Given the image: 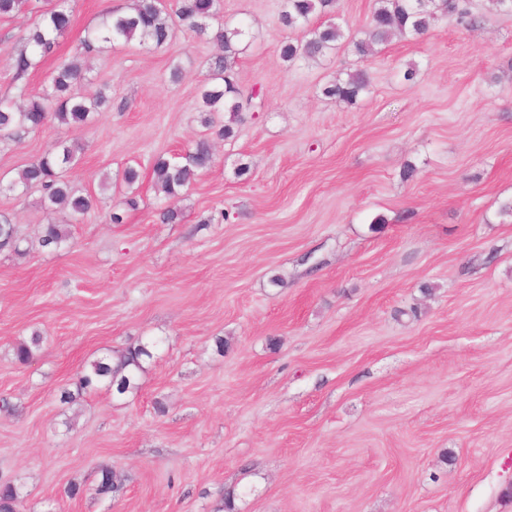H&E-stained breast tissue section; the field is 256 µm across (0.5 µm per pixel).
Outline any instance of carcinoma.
I'll return each instance as SVG.
<instances>
[{
  "label": "carcinoma",
  "mask_w": 512,
  "mask_h": 512,
  "mask_svg": "<svg viewBox=\"0 0 512 512\" xmlns=\"http://www.w3.org/2000/svg\"><path fill=\"white\" fill-rule=\"evenodd\" d=\"M29 0H0V18L25 12ZM50 8L42 13L39 21L20 36L22 49L12 58L13 79L26 78L30 70L53 55L71 27L69 0H49ZM337 0H284L279 16L280 24L288 29H298L299 38L280 44L283 61L293 63L298 59L321 60L347 45L360 58L371 56L375 47L392 35L420 37L443 20L454 21L473 28L478 19L466 7V0H375L363 36L348 33L342 25L330 21L312 23V20L336 13ZM222 9L221 0H176L171 12L164 0H135L133 7L124 14H114L102 21L101 28L87 33L81 41V53L90 55L100 50L102 44L128 45L134 41L151 43L160 48L173 36L176 22L180 21L199 35L207 31L208 21L216 18ZM248 30L238 23H224L215 33L223 53L214 57L209 66L208 82L201 93L202 111L206 127L214 126V115L229 114V123L221 126L216 135L220 139L233 136L232 124L242 122V113L256 111L254 100L259 93L243 94L233 77L232 64L243 53V43ZM82 79L80 68L74 62H62L51 75L49 85L42 92L32 95L25 87L17 95L0 99V143L19 142L39 131L47 120L69 128H83L92 123L95 115L107 105V97L100 93L93 99L84 97L78 88ZM371 78L367 70L357 68L344 78H336L323 88V94L349 105L370 91ZM81 147L64 140L53 142L35 162L18 172V179L9 187L38 188L43 193L44 207L53 211L65 207L77 218L87 214L96 205V199L83 193L66 176L65 172L77 161ZM215 162L214 145L209 136L197 139L182 155L159 157L153 165L154 183L167 198H176L184 187ZM69 232L63 224H47L41 231L39 245L56 249L65 243ZM10 247L19 251V239L14 224L6 217L0 219V248ZM41 334L33 332L30 339L19 342L15 356L28 363L34 349L40 346ZM152 357L149 345L138 343L95 358L88 362L78 377L77 393H62L65 402H72L76 395L105 386L119 394L137 387L138 373L143 371L144 358ZM123 487L122 478L115 470H101L95 494L101 498L112 497ZM21 497L20 487L7 481L0 485V512H15Z\"/></svg>",
  "instance_id": "obj_1"
}]
</instances>
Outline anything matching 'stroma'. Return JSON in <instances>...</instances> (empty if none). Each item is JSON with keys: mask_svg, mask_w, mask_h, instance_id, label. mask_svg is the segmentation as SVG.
<instances>
[{"mask_svg": "<svg viewBox=\"0 0 512 512\" xmlns=\"http://www.w3.org/2000/svg\"><path fill=\"white\" fill-rule=\"evenodd\" d=\"M132 3L70 0L59 56ZM281 3L223 0L251 33L234 78L262 107L178 198L152 166L202 134L218 52L183 26L161 48L81 57L80 92L111 98L92 126L0 144V215L22 239L0 250V480L19 486L17 512H224L228 496L235 512H512V223L497 214L512 199V13L471 0L476 27L288 64ZM42 8L0 19V97ZM359 67L367 96H323ZM58 140L85 146L70 177L97 205L77 219L7 187ZM129 165L134 209L100 189ZM169 205L177 223L159 218ZM49 222L70 232L55 251L38 244ZM147 341L136 389L62 402L87 361ZM105 467L120 496L90 495Z\"/></svg>", "mask_w": 512, "mask_h": 512, "instance_id": "obj_1", "label": "stroma"}]
</instances>
